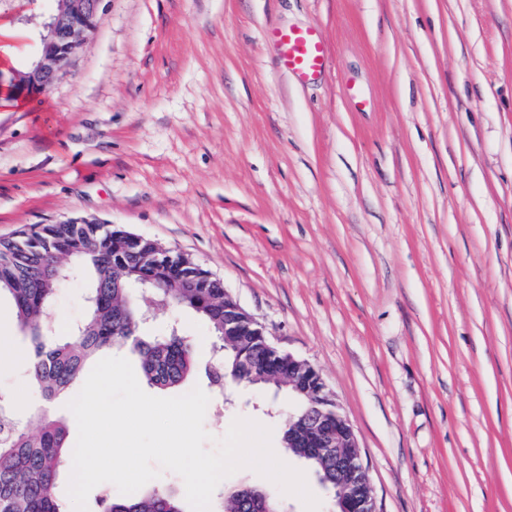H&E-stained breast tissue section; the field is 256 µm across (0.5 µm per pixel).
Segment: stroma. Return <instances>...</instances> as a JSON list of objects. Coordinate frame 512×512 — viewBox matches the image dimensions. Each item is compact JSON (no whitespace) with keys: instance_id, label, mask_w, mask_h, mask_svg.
<instances>
[{"instance_id":"stroma-1","label":"stroma","mask_w":512,"mask_h":512,"mask_svg":"<svg viewBox=\"0 0 512 512\" xmlns=\"http://www.w3.org/2000/svg\"><path fill=\"white\" fill-rule=\"evenodd\" d=\"M50 0H0V239L88 219L185 254L321 373L377 512H512V0H102L7 99ZM320 27L311 80L271 27ZM215 449L285 393L204 375ZM101 0H64L63 9L47 25L42 39L39 60L27 75L12 83L11 92L21 95L25 90L47 93L60 72L76 54L81 36L93 27Z\"/></svg>"}]
</instances>
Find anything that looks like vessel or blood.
Wrapping results in <instances>:
<instances>
[{
  "label": "vessel or blood",
  "instance_id": "1",
  "mask_svg": "<svg viewBox=\"0 0 512 512\" xmlns=\"http://www.w3.org/2000/svg\"><path fill=\"white\" fill-rule=\"evenodd\" d=\"M270 37L278 48V63L283 71L309 80L323 70L326 42L319 29H275Z\"/></svg>",
  "mask_w": 512,
  "mask_h": 512
}]
</instances>
